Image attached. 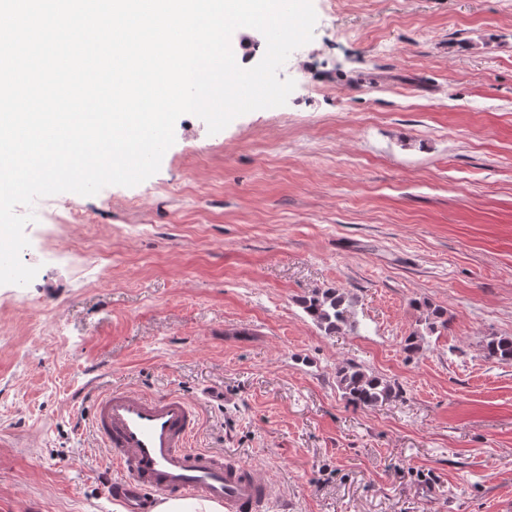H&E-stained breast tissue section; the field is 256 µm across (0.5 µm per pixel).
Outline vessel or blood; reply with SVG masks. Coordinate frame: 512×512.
<instances>
[{
  "instance_id": "1",
  "label": "vessel or blood",
  "mask_w": 512,
  "mask_h": 512,
  "mask_svg": "<svg viewBox=\"0 0 512 512\" xmlns=\"http://www.w3.org/2000/svg\"><path fill=\"white\" fill-rule=\"evenodd\" d=\"M91 424L117 474L109 496L126 512H149L157 498L216 501L225 512H266L269 506L271 485L256 468L192 447L200 413L179 393L107 390L93 401Z\"/></svg>"
}]
</instances>
